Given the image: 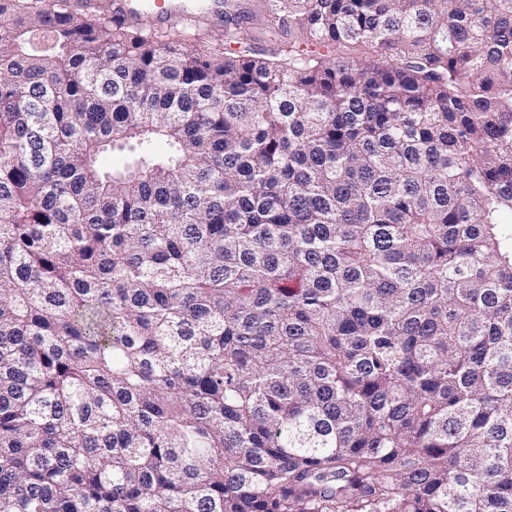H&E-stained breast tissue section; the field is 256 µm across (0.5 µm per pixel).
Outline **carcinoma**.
Wrapping results in <instances>:
<instances>
[{
    "instance_id": "cac0c4a2",
    "label": "carcinoma",
    "mask_w": 512,
    "mask_h": 512,
    "mask_svg": "<svg viewBox=\"0 0 512 512\" xmlns=\"http://www.w3.org/2000/svg\"><path fill=\"white\" fill-rule=\"evenodd\" d=\"M262 2L0 0V512H512V0ZM113 8L124 18L147 15L156 24H170L202 10L209 20L224 25L226 0H113ZM145 9H148L145 10Z\"/></svg>"
}]
</instances>
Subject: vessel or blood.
Listing matches in <instances>:
<instances>
[{
	"label": "vessel or blood",
	"mask_w": 512,
	"mask_h": 512,
	"mask_svg": "<svg viewBox=\"0 0 512 512\" xmlns=\"http://www.w3.org/2000/svg\"><path fill=\"white\" fill-rule=\"evenodd\" d=\"M225 0H114L113 8L124 18L148 16L154 23L170 24L200 11L215 24L224 22Z\"/></svg>",
	"instance_id": "obj_1"
}]
</instances>
